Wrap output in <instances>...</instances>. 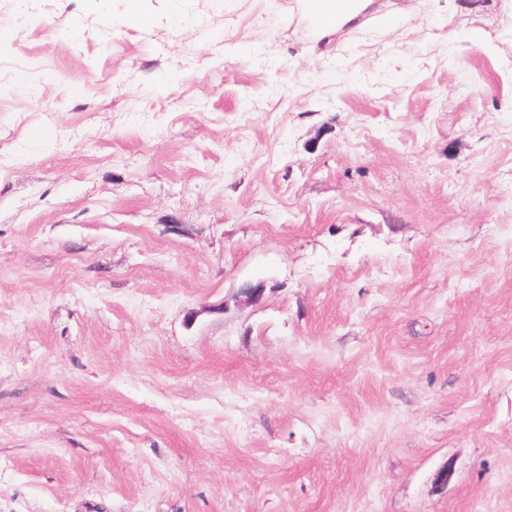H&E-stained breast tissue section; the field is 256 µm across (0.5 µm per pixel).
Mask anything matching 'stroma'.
<instances>
[{
  "label": "stroma",
  "instance_id": "1",
  "mask_svg": "<svg viewBox=\"0 0 512 512\" xmlns=\"http://www.w3.org/2000/svg\"><path fill=\"white\" fill-rule=\"evenodd\" d=\"M296 2L0 0V512H512V0ZM304 8L316 26L327 36L343 38L364 29L381 18L380 0H305ZM319 31V32H320Z\"/></svg>",
  "mask_w": 512,
  "mask_h": 512
}]
</instances>
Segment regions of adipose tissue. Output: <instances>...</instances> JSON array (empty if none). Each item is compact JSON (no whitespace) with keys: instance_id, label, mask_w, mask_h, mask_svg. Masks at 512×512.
I'll use <instances>...</instances> for the list:
<instances>
[{"instance_id":"obj_1","label":"adipose tissue","mask_w":512,"mask_h":512,"mask_svg":"<svg viewBox=\"0 0 512 512\" xmlns=\"http://www.w3.org/2000/svg\"><path fill=\"white\" fill-rule=\"evenodd\" d=\"M382 0H305V10L327 36L366 28L383 15Z\"/></svg>"}]
</instances>
